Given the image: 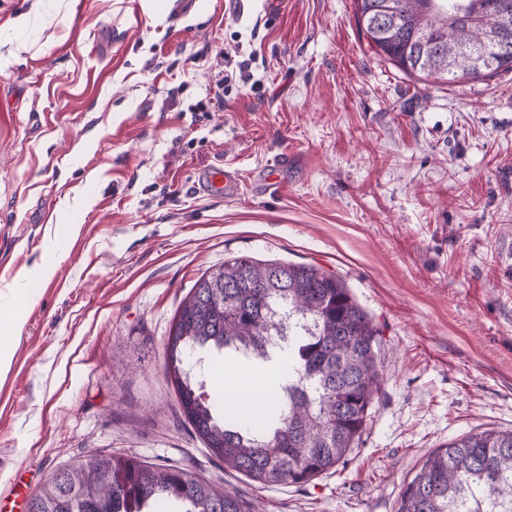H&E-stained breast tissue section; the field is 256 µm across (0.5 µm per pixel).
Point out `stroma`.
<instances>
[{
    "mask_svg": "<svg viewBox=\"0 0 512 512\" xmlns=\"http://www.w3.org/2000/svg\"><path fill=\"white\" fill-rule=\"evenodd\" d=\"M244 4L0 0L26 46L0 63V512L118 453L256 512H395L448 440L512 430V72L404 75L355 0ZM218 166L236 191H204ZM239 255L335 275L381 330L366 427L307 484L225 468L165 374L180 303Z\"/></svg>",
    "mask_w": 512,
    "mask_h": 512,
    "instance_id": "1",
    "label": "stroma"
}]
</instances>
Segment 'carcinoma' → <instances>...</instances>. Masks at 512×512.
I'll list each match as a JSON object with an SVG mask.
<instances>
[{
  "label": "carcinoma",
  "mask_w": 512,
  "mask_h": 512,
  "mask_svg": "<svg viewBox=\"0 0 512 512\" xmlns=\"http://www.w3.org/2000/svg\"><path fill=\"white\" fill-rule=\"evenodd\" d=\"M359 27L403 73L455 83L512 71V0H355ZM380 331L335 276L311 265L235 256L204 273L181 302L165 372L212 456L261 484H306L344 462L380 389ZM281 393L250 412H228L204 391L212 374L259 362L279 371ZM250 512L236 495L133 454L56 469L28 512ZM397 512H512V431L448 441L401 492Z\"/></svg>",
  "instance_id": "1"
}]
</instances>
